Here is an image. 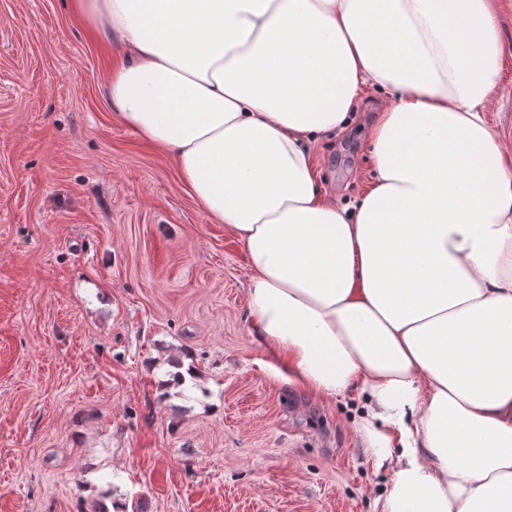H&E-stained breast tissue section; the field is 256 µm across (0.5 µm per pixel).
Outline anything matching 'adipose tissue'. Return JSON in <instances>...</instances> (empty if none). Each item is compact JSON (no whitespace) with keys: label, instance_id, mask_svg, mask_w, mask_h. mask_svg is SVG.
Returning <instances> with one entry per match:
<instances>
[{"label":"adipose tissue","instance_id":"1","mask_svg":"<svg viewBox=\"0 0 512 512\" xmlns=\"http://www.w3.org/2000/svg\"><path fill=\"white\" fill-rule=\"evenodd\" d=\"M113 116L248 260L252 333L389 473L381 512H512V142L496 0H75ZM365 193L314 145L366 91ZM504 29L500 79L489 101V119L503 137L512 141V0H498Z\"/></svg>","mask_w":512,"mask_h":512}]
</instances>
